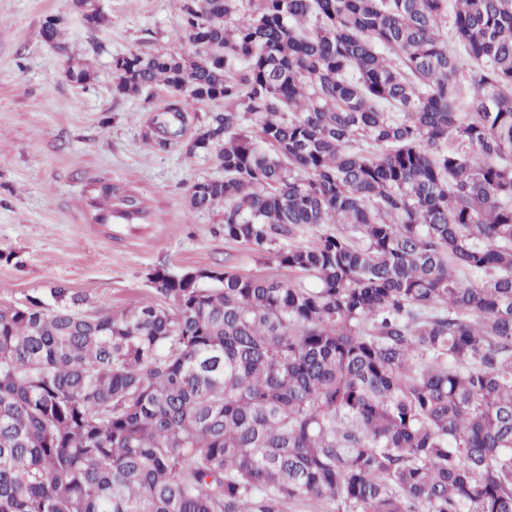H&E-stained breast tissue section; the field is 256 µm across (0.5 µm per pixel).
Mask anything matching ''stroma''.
Returning <instances> with one entry per match:
<instances>
[{
	"label": "stroma",
	"instance_id": "obj_1",
	"mask_svg": "<svg viewBox=\"0 0 512 512\" xmlns=\"http://www.w3.org/2000/svg\"><path fill=\"white\" fill-rule=\"evenodd\" d=\"M107 24L88 28L73 0H0V305H18L65 286L86 311L158 304L150 276L231 265L288 278L268 255L225 240L223 206L193 211L194 183L219 179L213 156L147 144L153 117L171 96H115L112 60L130 53L192 57L178 0H98ZM64 21L57 44L42 37L46 17ZM91 79L69 81L70 60ZM132 191L146 224H95L88 197L96 180Z\"/></svg>",
	"mask_w": 512,
	"mask_h": 512
}]
</instances>
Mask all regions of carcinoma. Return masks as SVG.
I'll list each match as a JSON object with an SVG mask.
<instances>
[{"label": "carcinoma", "mask_w": 512, "mask_h": 512, "mask_svg": "<svg viewBox=\"0 0 512 512\" xmlns=\"http://www.w3.org/2000/svg\"><path fill=\"white\" fill-rule=\"evenodd\" d=\"M180 9L195 56L116 57L114 90H170L164 149L224 103L184 146L224 170L189 208L224 204V239L293 279L1 307L0 512H512V0ZM89 207L148 218L109 181ZM317 224L353 235L292 242Z\"/></svg>", "instance_id": "cac0c4a2"}]
</instances>
